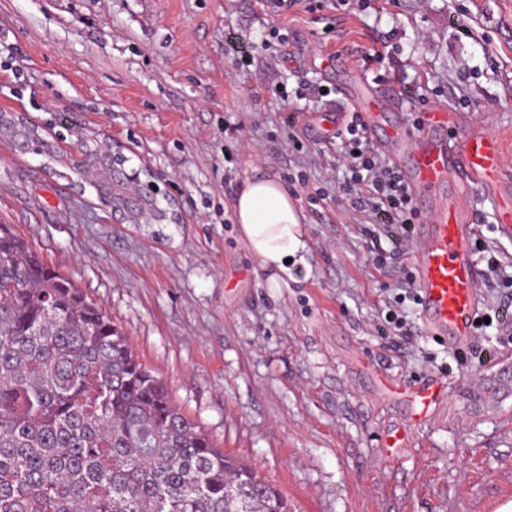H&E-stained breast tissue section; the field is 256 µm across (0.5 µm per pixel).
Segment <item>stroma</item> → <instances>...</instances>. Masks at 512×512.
<instances>
[{"label": "stroma", "instance_id": "35a3bbf8", "mask_svg": "<svg viewBox=\"0 0 512 512\" xmlns=\"http://www.w3.org/2000/svg\"><path fill=\"white\" fill-rule=\"evenodd\" d=\"M330 54L391 77L404 119L442 109L463 132L500 137L512 171V0H301L276 16L263 0H0V112L39 126L50 151L112 140L126 171H154L159 206L179 216L121 222L67 167L0 140V224L80 288L288 512H498L512 501V396L487 409L471 387L493 370L480 354L512 358V334L492 323L460 363L408 299L409 340L383 347L376 327L414 252L374 260L393 245L344 193L339 139L290 145L303 133L289 115L336 107L345 77L322 70ZM252 164L306 176L291 184L306 262L284 284L237 237L231 203ZM470 204L479 260L512 276L494 201L476 192ZM380 375L448 383L393 457L382 434L407 408L379 394Z\"/></svg>", "mask_w": 512, "mask_h": 512}]
</instances>
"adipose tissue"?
I'll return each instance as SVG.
<instances>
[{"label":"adipose tissue","mask_w":512,"mask_h":512,"mask_svg":"<svg viewBox=\"0 0 512 512\" xmlns=\"http://www.w3.org/2000/svg\"><path fill=\"white\" fill-rule=\"evenodd\" d=\"M232 212L239 234L261 269L290 276L306 249L297 201L283 179L254 165L245 173Z\"/></svg>","instance_id":"ef3b65f1"}]
</instances>
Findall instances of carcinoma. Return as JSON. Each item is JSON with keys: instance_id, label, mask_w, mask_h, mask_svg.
<instances>
[{"instance_id": "obj_1", "label": "carcinoma", "mask_w": 512, "mask_h": 512, "mask_svg": "<svg viewBox=\"0 0 512 512\" xmlns=\"http://www.w3.org/2000/svg\"><path fill=\"white\" fill-rule=\"evenodd\" d=\"M41 150L38 130L0 115ZM102 163L87 146L78 178ZM98 200L132 204L120 186ZM0 512H288L283 494L216 445L81 289L0 224Z\"/></svg>"}]
</instances>
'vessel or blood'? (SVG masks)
Wrapping results in <instances>:
<instances>
[{
    "mask_svg": "<svg viewBox=\"0 0 512 512\" xmlns=\"http://www.w3.org/2000/svg\"><path fill=\"white\" fill-rule=\"evenodd\" d=\"M349 72L344 94L355 111L366 113L367 132L377 134V146L422 209L413 241L423 324L429 334L450 337L453 346L463 348L472 339L479 307L480 274L473 247L477 226L469 206L472 191L496 202L493 229L501 239L512 241V180L505 174L503 144L496 136L481 133L455 142L460 116L438 109L425 113L417 130L389 122L398 103L393 82L374 86L363 69L353 66ZM345 119L339 111L322 120L302 117L301 125L306 136L323 139L339 133ZM380 386L407 403L415 425L430 419L448 389L435 376L413 384L384 378Z\"/></svg>",
    "mask_w": 512,
    "mask_h": 512,
    "instance_id": "b4317fda",
    "label": "vessel or blood"
}]
</instances>
